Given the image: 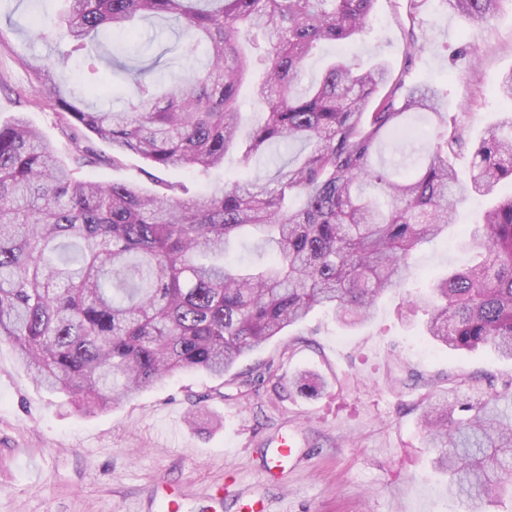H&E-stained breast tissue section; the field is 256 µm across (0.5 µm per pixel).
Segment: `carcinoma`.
Listing matches in <instances>:
<instances>
[{"label":"carcinoma","instance_id":"carcinoma-1","mask_svg":"<svg viewBox=\"0 0 512 512\" xmlns=\"http://www.w3.org/2000/svg\"><path fill=\"white\" fill-rule=\"evenodd\" d=\"M57 19L36 23L41 39L66 43L53 61L24 60L39 101L56 115V146L19 114L0 123V339L22 369L65 404L104 411L176 374L222 378L317 308L353 326L378 299L409 283L420 243L455 223L470 195L490 200L471 236L474 263L412 294L424 333L450 352L491 348L512 360V71L500 93L504 117L473 142L470 176L453 160L465 144L442 111L436 86H408L403 72L354 54L338 57L315 86L300 89L306 61L323 42L356 43L375 0H66ZM469 21L491 20L501 0H448ZM176 18L202 70L171 82L148 65L97 51L105 32L128 35L137 19ZM251 32L249 49L243 31ZM79 57L103 91L101 69L134 86L121 111L90 108L66 94L59 76ZM264 74L252 80L254 68ZM250 84L262 121L241 136L239 93ZM421 116L426 144L407 162H381L387 140ZM111 144L105 159L87 137ZM301 143L304 154L264 180L224 182L234 152L248 166L272 146ZM134 155L159 172L206 180L188 197L179 182L165 193L136 179L103 184L81 175ZM248 231L272 250L261 266L227 260ZM477 400L437 398L424 416L434 470L466 512L512 501V379Z\"/></svg>","mask_w":512,"mask_h":512}]
</instances>
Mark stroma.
Masks as SVG:
<instances>
[{"label":"stroma","mask_w":512,"mask_h":512,"mask_svg":"<svg viewBox=\"0 0 512 512\" xmlns=\"http://www.w3.org/2000/svg\"><path fill=\"white\" fill-rule=\"evenodd\" d=\"M401 2L376 0L357 54L405 69L407 83L446 89L444 111L475 138L504 111L498 88L512 70V0L481 25L448 0H426L411 23ZM64 8V0H0V121L25 113L53 143L55 115L34 105L20 62L64 59L65 44L30 32L33 18ZM412 31L422 50L409 65ZM179 42L178 22L155 18L139 22L133 45L169 59ZM294 154L276 146L246 170L229 158L224 179L268 178ZM478 209V201L462 202L457 225L419 247L414 285L469 261L475 244L461 227ZM405 301V290L386 293L373 319L353 328L313 312L224 378L168 377L90 415L36 387L0 340V512H130L138 502L143 512H165L153 496L158 486L176 487L190 505L222 482L262 490L271 512H464L432 467L422 415L435 394L487 392L489 380L512 376V362L483 349L448 352L424 336L423 317L399 318ZM305 371L323 383L302 394L293 379ZM452 376L462 386L449 384ZM288 435L300 458L284 462L280 482L265 483V463Z\"/></svg>","instance_id":"obj_1"}]
</instances>
